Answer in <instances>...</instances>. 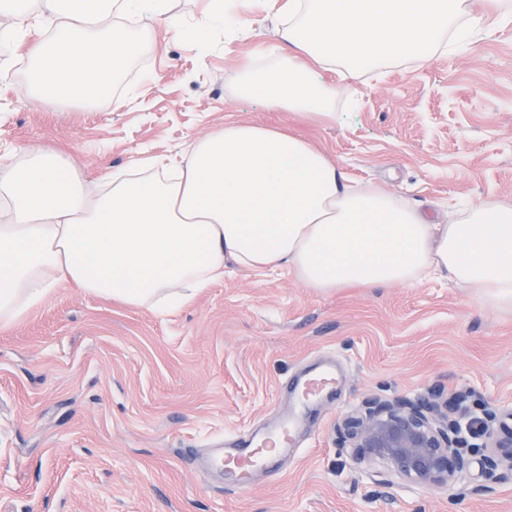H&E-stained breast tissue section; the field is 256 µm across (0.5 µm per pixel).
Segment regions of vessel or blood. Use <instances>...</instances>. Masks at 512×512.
<instances>
[{"label": "vessel or blood", "instance_id": "vessel-or-blood-1", "mask_svg": "<svg viewBox=\"0 0 512 512\" xmlns=\"http://www.w3.org/2000/svg\"><path fill=\"white\" fill-rule=\"evenodd\" d=\"M336 365L319 363L310 371L293 376L280 385L292 405L280 410L277 420L262 429H242L226 435L216 448L211 466L221 476V486L229 492L247 489L257 473L275 472L279 459L295 446V430L300 416L312 406L336 393Z\"/></svg>", "mask_w": 512, "mask_h": 512}]
</instances>
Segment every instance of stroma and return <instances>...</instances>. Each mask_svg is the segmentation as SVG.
Here are the masks:
<instances>
[{
    "label": "stroma",
    "instance_id": "35a3bbf8",
    "mask_svg": "<svg viewBox=\"0 0 512 512\" xmlns=\"http://www.w3.org/2000/svg\"><path fill=\"white\" fill-rule=\"evenodd\" d=\"M285 0H241L236 29L204 45L156 32L91 107H46L23 81L31 42L0 53V154L61 153L85 186L171 158L232 122L290 126L236 92L246 62L278 45ZM466 47L340 79L335 120L304 125L351 180L436 223L457 204L512 202V21L493 0ZM344 374L314 406L300 444L250 489H221L204 458L225 434L270 419L278 386L324 357ZM512 409V310H489L448 281L324 293L285 270L228 268L223 281L160 315L64 287L21 321L0 324V512H512V473L490 476L482 450L431 491L357 463L337 434L363 400L450 401ZM194 448L196 458L181 453Z\"/></svg>",
    "mask_w": 512,
    "mask_h": 512
}]
</instances>
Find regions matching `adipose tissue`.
<instances>
[{"mask_svg":"<svg viewBox=\"0 0 512 512\" xmlns=\"http://www.w3.org/2000/svg\"><path fill=\"white\" fill-rule=\"evenodd\" d=\"M51 41L28 49L27 86L47 107L93 105L138 37L115 13L166 17L165 0H37ZM281 42L294 54L243 66L238 91L300 119L334 117L335 87L297 55L347 72L428 59L483 17L465 0H288ZM285 269L307 287L413 285L428 277L512 308V206L470 205L446 224L353 185L301 136L252 123L195 142L172 167L116 170L91 193L48 148L0 163V323L23 319L76 286L127 306L172 312L222 280L228 266Z\"/></svg>","mask_w":512,"mask_h":512,"instance_id":"obj_1","label":"adipose tissue"}]
</instances>
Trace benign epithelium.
<instances>
[{
  "label": "benign epithelium",
  "mask_w": 512,
  "mask_h": 512,
  "mask_svg": "<svg viewBox=\"0 0 512 512\" xmlns=\"http://www.w3.org/2000/svg\"><path fill=\"white\" fill-rule=\"evenodd\" d=\"M461 418L446 401L369 398L343 418L339 430L356 460H382L401 480L443 489L471 463ZM481 447L489 475L512 471V412L487 416Z\"/></svg>",
  "instance_id": "7a95c632"
}]
</instances>
